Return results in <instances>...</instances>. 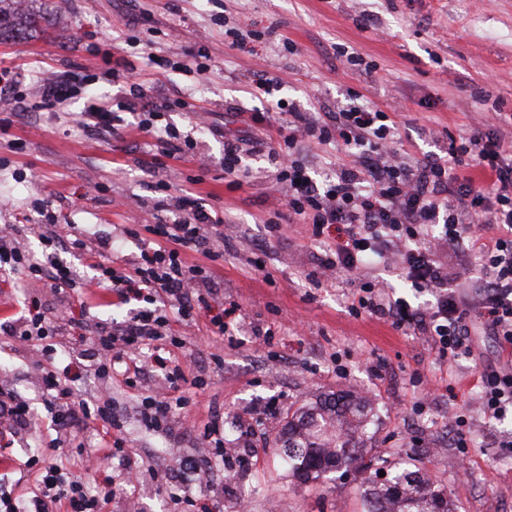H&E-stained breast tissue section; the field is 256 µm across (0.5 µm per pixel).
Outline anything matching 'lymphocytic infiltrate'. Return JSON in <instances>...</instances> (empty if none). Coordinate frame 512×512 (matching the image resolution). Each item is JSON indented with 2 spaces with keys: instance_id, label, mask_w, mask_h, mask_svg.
I'll list each match as a JSON object with an SVG mask.
<instances>
[{
  "instance_id": "1",
  "label": "lymphocytic infiltrate",
  "mask_w": 512,
  "mask_h": 512,
  "mask_svg": "<svg viewBox=\"0 0 512 512\" xmlns=\"http://www.w3.org/2000/svg\"><path fill=\"white\" fill-rule=\"evenodd\" d=\"M384 117V112L364 105L317 118L294 113L276 132L289 150H297L305 138L352 145L360 156L335 178L319 181L296 162H281L275 150L270 154L276 162L275 184L284 189L296 223L312 225L318 233L335 227V239L319 258L322 269L355 273L381 263L410 288L433 298L430 307H413L367 281L357 290L353 314L365 312L390 321L394 328L413 329L451 363L474 356L477 336L494 337L507 360L485 365L477 382L482 411L491 418L504 417L512 412V145L505 143L499 129L485 124L461 144L450 145L447 162L429 158L408 166L397 160L396 134ZM178 207L181 214L175 223L132 230V237L146 232L159 239L141 250L132 274L98 260L93 263L96 286L121 300L147 289L157 303L122 328L103 327L94 347L83 355L100 374L111 373L132 350L161 340L168 324L164 304H175L181 317L190 316L200 289L211 281L209 270L186 264L182 255L188 250L209 254V230L221 220L190 195L179 198ZM477 222L504 226L507 233L483 242L473 229ZM40 242L42 257L37 260L19 242L1 236L0 274L38 280L55 293L77 288L72 267L58 258L63 242L72 254L87 253L88 245L75 226L64 225L61 233L42 236ZM448 251L479 255L480 301H473L457 274L442 262ZM0 329L24 341H42L43 384L51 393V421L57 432L77 442L92 423H100L106 432L115 426L111 402L93 408L71 404L76 376L70 366L57 362L52 342L60 329L57 316L39 308ZM105 505V500L87 495L69 468L57 464L39 467L26 492L0 496V512H103Z\"/></svg>"
}]
</instances>
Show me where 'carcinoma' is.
Wrapping results in <instances>:
<instances>
[{
    "label": "carcinoma",
    "instance_id": "cac0c4a2",
    "mask_svg": "<svg viewBox=\"0 0 512 512\" xmlns=\"http://www.w3.org/2000/svg\"><path fill=\"white\" fill-rule=\"evenodd\" d=\"M0 0V39L14 38L22 29L36 28L43 17L19 16ZM365 405L350 393L301 407L285 424L280 453L292 477L301 483L327 474L356 469L361 474L365 512H453L443 489L428 476L423 458L397 462L391 477L379 482L370 465L359 462L360 444L368 426Z\"/></svg>",
    "mask_w": 512,
    "mask_h": 512
}]
</instances>
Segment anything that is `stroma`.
Returning <instances> with one entry per match:
<instances>
[{
    "label": "stroma",
    "mask_w": 512,
    "mask_h": 512,
    "mask_svg": "<svg viewBox=\"0 0 512 512\" xmlns=\"http://www.w3.org/2000/svg\"><path fill=\"white\" fill-rule=\"evenodd\" d=\"M19 8L44 22L0 40V69L16 73L27 103L0 128V234L37 255L39 235L75 224L89 248L112 241L113 266L123 269L141 250L127 229L153 211L174 220L175 197L192 194L224 220L213 257L184 254L211 271L215 288L203 290L192 318L168 308L160 348L137 357L145 388L163 384L157 357L182 366L177 393L187 407L155 432L138 420L145 389L114 387L122 426L112 436L127 455L76 472L92 494L109 495L107 512H239L243 503L249 512H361L357 472L302 484L277 453L289 413L342 390L372 408L365 458L397 462L424 449L455 512H512V457L497 447L512 416L495 420L472 407L481 366L498 357L494 338L482 337L479 359L451 364L413 330L350 315L360 279L391 283L393 273L375 265L324 279L320 241L310 225L289 223L286 198L269 190L266 153L224 172L225 141L254 136L252 114L273 99L312 114L372 106L398 125L405 162L447 158L449 139L470 136L483 113L512 116V0H21ZM201 60L202 74L193 69ZM128 68L157 78L152 101L188 136L173 156L140 130L145 111L123 112L113 128L84 126L88 100L131 99ZM262 74L287 82L251 97ZM57 77L75 80V96L40 107L44 84ZM38 198L51 199L47 216L33 211ZM34 298L45 311L74 316L55 338L67 357L146 306L139 298L83 307L76 293L0 277V305H11L12 316ZM217 316L220 336L212 333ZM42 374L38 347L0 334V389L33 408L32 424L0 447V489L15 494L33 479L29 456H57ZM462 409L472 441L463 467L448 427L449 413ZM216 415L224 420L223 468L182 480L180 457L197 454V436Z\"/></svg>",
    "instance_id": "35a3bbf8"
}]
</instances>
